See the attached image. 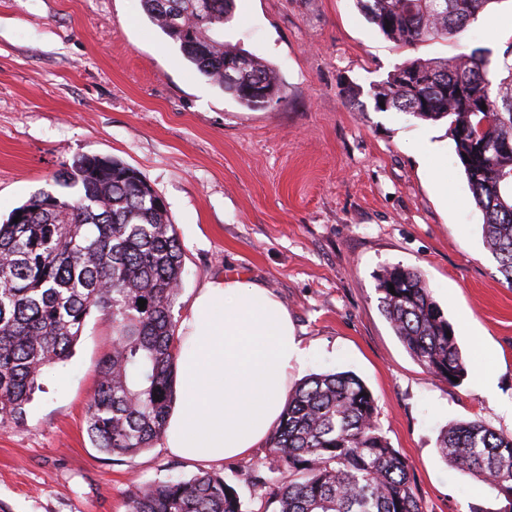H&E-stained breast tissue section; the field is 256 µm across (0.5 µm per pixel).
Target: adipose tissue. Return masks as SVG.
Returning a JSON list of instances; mask_svg holds the SVG:
<instances>
[{"label":"adipose tissue","mask_w":512,"mask_h":512,"mask_svg":"<svg viewBox=\"0 0 512 512\" xmlns=\"http://www.w3.org/2000/svg\"><path fill=\"white\" fill-rule=\"evenodd\" d=\"M308 357L269 288L235 276L207 281L177 335L182 403L168 418L166 448L220 461L263 444L286 406L291 374Z\"/></svg>","instance_id":"ef3b65f1"}]
</instances>
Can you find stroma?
Instances as JSON below:
<instances>
[{"label": "stroma", "instance_id": "obj_1", "mask_svg": "<svg viewBox=\"0 0 512 512\" xmlns=\"http://www.w3.org/2000/svg\"><path fill=\"white\" fill-rule=\"evenodd\" d=\"M463 42L409 51L355 0H235L222 39L276 69L281 93L247 110L200 78L140 0H0V217L82 154L120 159L164 199L185 260L174 314L202 285L241 273L287 306L311 353L306 374L350 371L374 395L382 435L410 461L424 512H495L483 484L437 448L450 422L512 435V286L482 240L446 121L378 112L372 87L410 56L490 50L492 80L512 62L489 18ZM361 91L350 99L346 87ZM422 272L468 374L451 385L405 350L379 308L377 276ZM112 324L93 313L67 361L49 370L19 421L0 425V512H127L134 486L222 473L245 512L268 445L220 462L100 452L86 430Z\"/></svg>", "mask_w": 512, "mask_h": 512}]
</instances>
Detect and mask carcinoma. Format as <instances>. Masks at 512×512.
I'll return each mask as SVG.
<instances>
[{
	"label": "carcinoma",
	"instance_id": "carcinoma-1",
	"mask_svg": "<svg viewBox=\"0 0 512 512\" xmlns=\"http://www.w3.org/2000/svg\"><path fill=\"white\" fill-rule=\"evenodd\" d=\"M147 18L197 74L249 110L281 91L276 71L219 39L235 0H140ZM500 0H357L365 17L401 49L462 38ZM209 7V22L196 19ZM480 50L442 59L408 58L373 87L379 111L449 122L476 205L482 235L512 285V66L493 83ZM484 101L486 109L478 107ZM61 192L41 189L0 222V423L22 417L38 379L74 352L87 318L112 320V349L90 399L87 433L115 457L147 450L166 432L174 402V309L184 252L165 203L123 161L83 154L55 174ZM20 221L13 222L14 217ZM394 291H389V286ZM380 309L395 336L429 374L450 385L466 360L422 274L400 265L377 277ZM146 300L139 309L138 299ZM437 445L512 512V435L478 422L441 428ZM277 474L273 512H423L411 464L380 433L375 398L349 372L313 374L288 395L269 439ZM128 512H244L224 476L200 471L138 486Z\"/></svg>",
	"mask_w": 512,
	"mask_h": 512
}]
</instances>
